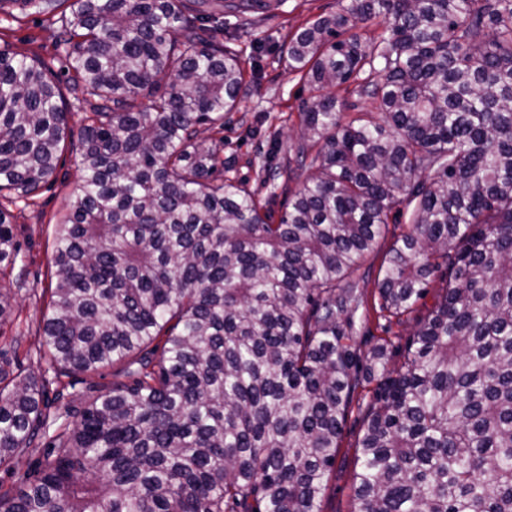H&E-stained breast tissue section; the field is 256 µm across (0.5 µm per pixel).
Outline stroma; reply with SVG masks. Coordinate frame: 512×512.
<instances>
[{
    "label": "stroma",
    "instance_id": "stroma-1",
    "mask_svg": "<svg viewBox=\"0 0 512 512\" xmlns=\"http://www.w3.org/2000/svg\"><path fill=\"white\" fill-rule=\"evenodd\" d=\"M339 8V0H288L282 11L272 8L246 19L225 15L224 29L217 34L226 47L242 53L247 81L237 109L224 118V176L244 182L276 217L288 207L289 179L271 177L265 167L287 163L291 149L300 141L298 106L310 95L299 74L289 70L285 48L306 22ZM55 34V26L35 5H17L11 14L0 13V47L42 60L59 74L68 62L55 45ZM79 163L78 150L66 147L49 183L32 200L9 205L21 254L13 271L0 280L13 305L11 317L0 325V357L9 360L13 369L45 378V401L52 414L68 407L80 408L85 399L106 392L123 375L122 365L117 364L94 374L71 372L58 377L44 357L43 315L50 300L55 226L74 190ZM402 228L399 222L389 224L374 252L351 276L364 300L356 317L354 347L364 355L376 345L387 343L386 362L391 370L403 363L407 343L440 301L448 279L446 271L434 272L426 295L412 311L398 318L382 317L379 272ZM371 395L372 387L367 384L358 387L352 396L321 512H353L359 442Z\"/></svg>",
    "mask_w": 512,
    "mask_h": 512
}]
</instances>
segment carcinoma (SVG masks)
Segmentation results:
<instances>
[{
  "mask_svg": "<svg viewBox=\"0 0 512 512\" xmlns=\"http://www.w3.org/2000/svg\"><path fill=\"white\" fill-rule=\"evenodd\" d=\"M38 7L95 104L73 128L52 73L0 48V197L31 199L78 146L44 345L57 371L123 363L125 380L69 427L35 374L0 363V468L44 448L4 512H319L374 380L354 512H512V0H342L295 33L288 67L312 96L288 175L311 174L277 224L199 138L236 110L245 66L198 21L265 0ZM351 82L375 110L344 123ZM408 207L380 312L450 276L387 373L386 345L353 348L346 278ZM18 256L0 204V272Z\"/></svg>",
  "mask_w": 512,
  "mask_h": 512,
  "instance_id": "cac0c4a2",
  "label": "carcinoma"
}]
</instances>
